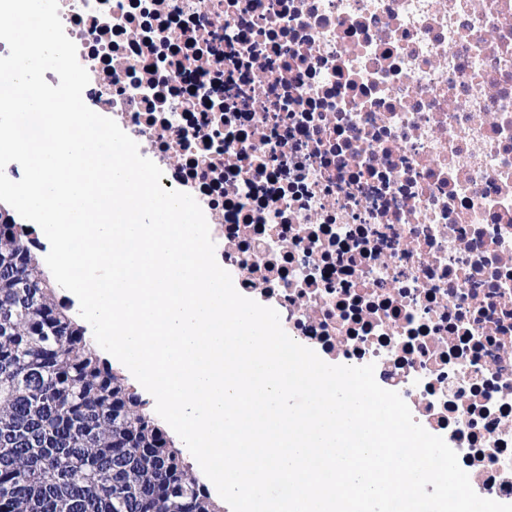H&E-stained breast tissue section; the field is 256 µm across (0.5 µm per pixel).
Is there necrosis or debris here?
Returning <instances> with one entry per match:
<instances>
[{"label": "necrosis or debris", "mask_w": 512, "mask_h": 512, "mask_svg": "<svg viewBox=\"0 0 512 512\" xmlns=\"http://www.w3.org/2000/svg\"><path fill=\"white\" fill-rule=\"evenodd\" d=\"M242 295L512 504V0H59Z\"/></svg>", "instance_id": "obj_1"}]
</instances>
